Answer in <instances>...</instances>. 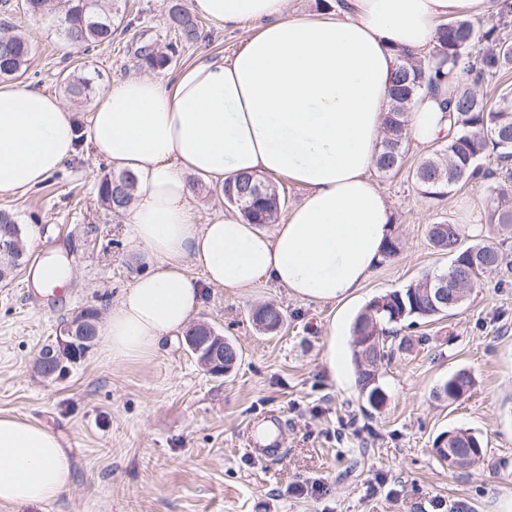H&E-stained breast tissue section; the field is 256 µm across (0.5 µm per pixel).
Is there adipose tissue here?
Returning a JSON list of instances; mask_svg holds the SVG:
<instances>
[{
	"label": "adipose tissue",
	"instance_id": "ef3b65f1",
	"mask_svg": "<svg viewBox=\"0 0 512 512\" xmlns=\"http://www.w3.org/2000/svg\"><path fill=\"white\" fill-rule=\"evenodd\" d=\"M490 0H340L327 15L292 17L287 0H191L217 27L254 25L232 57H204L171 77L110 84L86 119L57 95L0 84V199L41 187L80 146L137 177L124 213L151 269L114 303L104 330L113 359L141 358L185 330L206 289L270 284L336 303L364 288L389 238V204L370 171L402 57L429 59L438 25L486 13ZM440 93L422 91L409 135L446 137ZM287 177L305 192L285 223L260 230L233 208L199 223L192 178ZM200 269V277L187 268ZM50 294L74 277L65 254L29 272ZM63 439L35 421L0 417V503H48L68 487Z\"/></svg>",
	"mask_w": 512,
	"mask_h": 512
}]
</instances>
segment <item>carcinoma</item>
<instances>
[{
    "mask_svg": "<svg viewBox=\"0 0 512 512\" xmlns=\"http://www.w3.org/2000/svg\"><path fill=\"white\" fill-rule=\"evenodd\" d=\"M116 0H24L29 17L44 22L54 30L60 43L70 50H88L110 39L118 9ZM496 12L477 30L473 21L461 19L438 27V47L435 59L415 62L408 57L394 71L389 90L390 104L385 119L380 149L375 166L381 173H398L405 163L409 142L407 114L424 86H434L457 77L456 95L443 103V109L454 119L455 133L448 141H440L432 154L416 167L413 178L421 194L442 199L460 184L473 180L498 177L501 184L490 187L486 204L487 224L512 230V93L499 94L493 105L480 95L482 84L497 78L512 68V41L502 35L512 19V0H496ZM171 27L178 30L181 43H169L160 54L148 53L144 62L151 68L165 66L179 53L182 43L199 37L198 21L188 12L178 9L169 17ZM33 47L13 26L0 23V80H16L29 67ZM66 93L81 100L90 93L84 79L63 78ZM497 153L501 171L493 174L484 169L486 152ZM254 186L259 192L245 198L238 209L255 224H271L278 220L282 200L270 180L241 175L224 184V200L232 204L237 196ZM135 179L128 172L108 173L97 184L98 199L113 213L122 212L131 202ZM434 247L452 256L448 269L440 274H426L401 290L386 293L360 312L353 325L356 336L352 350L356 383L360 394L374 408L382 406L386 394L379 384V366L389 356L385 337L387 326L409 318L431 319L440 316L429 297L440 281L457 283L471 294L485 275L506 269L512 272V260L499 247L483 240L467 245L459 224L438 222L429 227ZM284 319L281 309L265 305L252 312V320L263 331L273 333ZM472 386L469 373L460 370L449 376L436 389L438 398L455 401ZM483 445V440L465 428L448 431V447L468 448Z\"/></svg>",
    "mask_w": 512,
    "mask_h": 512,
    "instance_id": "1",
    "label": "carcinoma"
}]
</instances>
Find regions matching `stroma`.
<instances>
[{
  "mask_svg": "<svg viewBox=\"0 0 512 512\" xmlns=\"http://www.w3.org/2000/svg\"><path fill=\"white\" fill-rule=\"evenodd\" d=\"M16 3L0 0V22L33 46L24 79L58 95L69 73L91 79L96 94L146 73L143 55L179 37L168 24L171 9L191 6L121 0L123 21L111 41L82 53L64 48ZM200 31L159 75L206 55L231 56L252 27L223 30L205 20ZM432 150L410 142L404 171L373 175L392 205L397 253L376 266L359 297L335 305L268 284L207 290L194 320L208 321L241 353L224 376L203 370L181 339L126 361L99 342L60 377L43 378L36 358L59 323L88 306L109 312L150 264L130 247L122 215L100 205L96 186L112 167L90 151L39 189L0 200V210L24 226L32 262L63 251L76 268L62 297L38 292L25 271L0 284V416L59 433L73 463L57 500L0 505V512H501L512 497V273L487 275L446 317L391 328L386 342L396 352L378 371L382 407L361 398L351 364L354 320L373 299L447 270L451 258L432 246L430 224L466 227L484 214L482 182L441 200L420 194L410 171ZM264 303L284 313L277 334L252 323L251 308ZM460 370L472 377L468 393L455 402L435 398ZM270 412L285 424L284 452L264 461L245 439ZM454 427L476 432L485 452L451 470L433 446Z\"/></svg>",
  "mask_w": 512,
  "mask_h": 512,
  "instance_id": "obj_1",
  "label": "stroma"
}]
</instances>
